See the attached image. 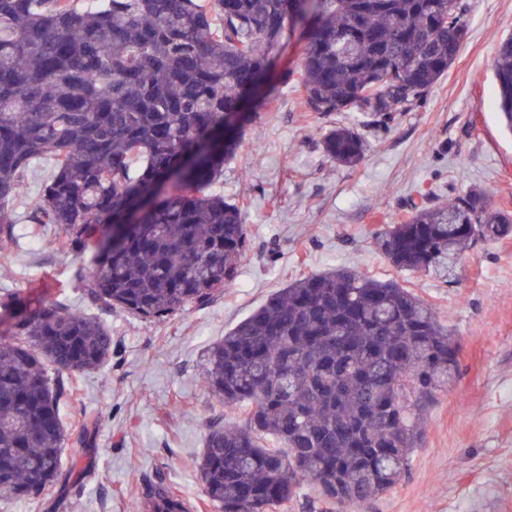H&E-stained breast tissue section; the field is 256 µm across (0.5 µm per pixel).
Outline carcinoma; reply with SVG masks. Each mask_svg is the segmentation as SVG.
Segmentation results:
<instances>
[{
	"label": "carcinoma",
	"instance_id": "1",
	"mask_svg": "<svg viewBox=\"0 0 512 512\" xmlns=\"http://www.w3.org/2000/svg\"><path fill=\"white\" fill-rule=\"evenodd\" d=\"M0 0V241L32 163L54 173L30 221L69 252L94 304L160 322L231 287L249 244L242 206L211 190L251 116L286 29L304 40L301 83L312 112L356 110L386 125L448 73L467 36L461 0ZM497 108L512 131V35L495 60ZM354 127L324 139L348 166L364 157ZM512 216L471 191L415 205L374 239L401 271L448 280L477 239ZM12 315L0 336V492L38 499L69 487L63 464L70 373L112 358V333L56 303ZM458 371L457 343L434 308L394 280L338 268L299 278L206 355L203 386L239 423L208 424L198 471L219 512H274L312 485L331 512L386 494L407 474L425 400ZM146 512H191L159 483Z\"/></svg>",
	"mask_w": 512,
	"mask_h": 512
}]
</instances>
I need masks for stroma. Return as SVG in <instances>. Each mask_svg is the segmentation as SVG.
Here are the masks:
<instances>
[{
  "instance_id": "stroma-1",
  "label": "stroma",
  "mask_w": 512,
  "mask_h": 512,
  "mask_svg": "<svg viewBox=\"0 0 512 512\" xmlns=\"http://www.w3.org/2000/svg\"><path fill=\"white\" fill-rule=\"evenodd\" d=\"M463 2L468 34L447 74L421 103L365 129L367 150L354 166L329 159L322 143L361 115L309 111L297 77L303 43L290 36L273 64L289 81L246 125L215 186L243 207L250 241L233 287L208 306L150 322L88 303L80 259L28 221L54 168L35 162L14 203L18 237L0 247V289L99 317L112 331V360L65 376V461L83 472L81 486L53 485L35 503L0 497V512H143L152 481L196 512H217L202 495L197 461L209 419L242 415L221 411L201 388L204 356L288 282L336 267L398 281L435 308L459 344V374L427 405L408 475L366 512H512V232L476 243L446 283L398 270L374 245L381 226L403 223L423 200L435 206L484 190L512 213V134L499 121L493 72L498 44L512 33V0Z\"/></svg>"
}]
</instances>
